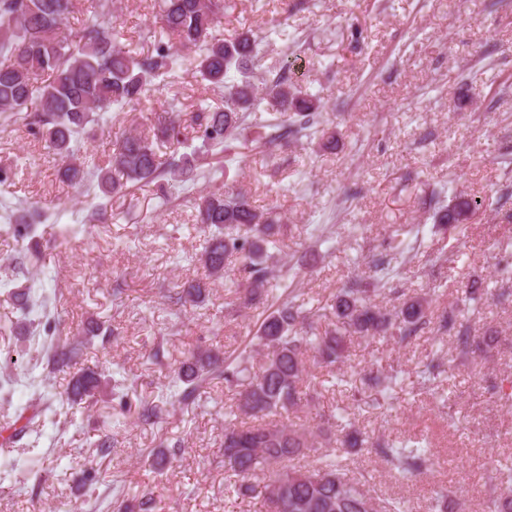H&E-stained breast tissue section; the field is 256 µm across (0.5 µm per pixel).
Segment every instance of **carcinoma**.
Listing matches in <instances>:
<instances>
[{
	"instance_id": "1",
	"label": "carcinoma",
	"mask_w": 512,
	"mask_h": 512,
	"mask_svg": "<svg viewBox=\"0 0 512 512\" xmlns=\"http://www.w3.org/2000/svg\"><path fill=\"white\" fill-rule=\"evenodd\" d=\"M71 0H0V114L23 116L26 125L44 140L58 158V174L71 185L96 182L99 197L119 194L131 187L159 180L186 183L196 171L195 158L179 153L181 125L169 111L157 114L154 138L122 131L116 140L109 166L94 171L77 158L71 142L93 130L113 108L140 105L155 92L167 88L182 66L174 51L178 45L194 51L193 61L201 80L224 91V108L204 107L193 116L197 137L212 147L238 149L245 114L258 101V87L249 78L248 64L257 56V41L248 32L232 40L220 39L215 27L224 14V0H161L159 29L152 32L153 49L137 52L121 42L123 31L98 12H92L75 31H63ZM236 71L239 80L231 78ZM264 94L276 107L273 122L258 127L253 140L268 144L297 136L316 123L319 105L281 75L265 85ZM34 109H28L29 104ZM168 146V160H159V147ZM118 170L120 179L112 176ZM200 222L210 226L198 261L205 276L187 282L178 293L182 306L204 302L211 281L224 277L229 258L239 260L243 281L240 305L247 309L268 301L275 255L269 252L282 225L271 211L260 210L244 192L226 195L217 190L196 199ZM485 200L457 197L438 215L443 230L455 229L466 217L482 209ZM9 231L20 244V264L40 258V244L33 225L18 216ZM373 274L347 280L333 303L306 312L293 301L269 307L258 331V348L267 350L266 360L254 370L253 351L230 359L211 348H198L179 362L173 379L174 397L186 407L197 403L215 383L236 391L233 416L224 419L221 447L224 469L238 477L232 492L239 498L263 495L270 512H407L401 499L376 501L364 485L347 478L345 452L340 447H367L400 476L410 479L429 469L430 457L419 446H407L385 438H370L353 430L343 441L336 432L339 417L331 415L313 430L284 419L307 399L310 390L306 356L314 353L321 367L348 384L353 339L391 335L399 343L410 342L426 328L454 337L453 360L468 366L480 344L498 342L488 334L477 340L470 320L454 308L435 311L431 300L377 299L383 281L380 273L390 260H371ZM20 309L28 312L45 307L25 287L13 292ZM464 309L475 315L485 303V290L470 285L462 299ZM327 323L321 332L315 324ZM80 337L58 342L46 352L45 370L51 374L80 359ZM362 390L379 391L392 377L374 370L356 372ZM107 384L95 369H80L72 377L66 401L72 405H96L108 397ZM495 402L512 406V379L502 378L488 386ZM52 405L32 397L16 409L10 434L0 443L7 446L29 434L32 423L46 416ZM340 447H335V444ZM308 456L312 462L295 467L290 462ZM271 471L262 487L250 481L256 472ZM489 512H512V463L497 461L487 482ZM157 501L143 495L123 505L119 512H157Z\"/></svg>"
}]
</instances>
